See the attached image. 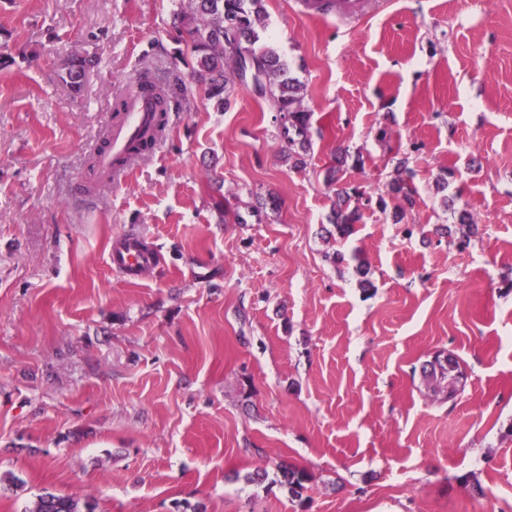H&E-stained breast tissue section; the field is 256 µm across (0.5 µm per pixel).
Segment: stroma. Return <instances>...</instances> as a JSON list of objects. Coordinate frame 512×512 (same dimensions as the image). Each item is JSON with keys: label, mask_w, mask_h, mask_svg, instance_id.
Returning <instances> with one entry per match:
<instances>
[{"label": "stroma", "mask_w": 512, "mask_h": 512, "mask_svg": "<svg viewBox=\"0 0 512 512\" xmlns=\"http://www.w3.org/2000/svg\"><path fill=\"white\" fill-rule=\"evenodd\" d=\"M171 9L0 0V474L21 482L0 512L46 489L93 512H512V0H265L261 39L313 113L302 164L248 88L220 107L190 81L154 150L79 206L115 100L190 72ZM72 54L96 60L78 96L57 76ZM339 147L341 184L372 198L341 241ZM403 156L397 222L378 199ZM258 193L279 210L253 216ZM130 231L163 256L139 281L106 262ZM438 355L454 395L422 379ZM407 163V157L399 160L397 170L401 171V173L389 184L390 195L399 201L397 209L400 212H395V218H397V220L401 218V215L405 212L406 208H411L413 206L414 195L416 193L415 188L401 175L402 171L407 170ZM283 483L288 486L289 492L297 498H302L303 492L307 489L308 474L306 471L296 467H280Z\"/></svg>", "instance_id": "35a3bbf8"}]
</instances>
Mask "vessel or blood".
Returning a JSON list of instances; mask_svg holds the SVG:
<instances>
[{"instance_id": "obj_1", "label": "vessel or blood", "mask_w": 512, "mask_h": 512, "mask_svg": "<svg viewBox=\"0 0 512 512\" xmlns=\"http://www.w3.org/2000/svg\"><path fill=\"white\" fill-rule=\"evenodd\" d=\"M154 98L136 89L125 96V108L106 126L107 146L96 151L92 170L75 185L74 199L94 204L103 186L119 184L128 171L131 147L145 135L156 117ZM161 256L156 247L143 243L130 233L118 239L108 252L107 264L120 275L139 279L153 271Z\"/></svg>"}]
</instances>
